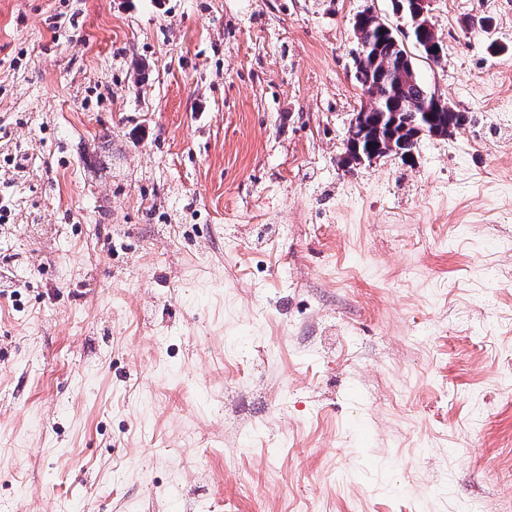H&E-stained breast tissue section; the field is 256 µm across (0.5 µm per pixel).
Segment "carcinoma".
<instances>
[{
    "label": "carcinoma",
    "mask_w": 512,
    "mask_h": 512,
    "mask_svg": "<svg viewBox=\"0 0 512 512\" xmlns=\"http://www.w3.org/2000/svg\"><path fill=\"white\" fill-rule=\"evenodd\" d=\"M401 30L385 22L371 25L365 36L377 53L368 50L362 58L363 67L371 72L372 107L363 113L357 125L348 127L346 148L357 147L364 151L389 143L404 153H413L420 138L418 129L428 132L438 128L443 132L457 131L471 122L469 113L454 109L436 110L435 94L428 90L420 77L408 79L397 86L391 74L404 68L413 57L406 50L400 37Z\"/></svg>",
    "instance_id": "1"
}]
</instances>
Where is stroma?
Returning a JSON list of instances; mask_svg holds the SVG:
<instances>
[{
	"label": "stroma",
	"mask_w": 512,
	"mask_h": 512,
	"mask_svg": "<svg viewBox=\"0 0 512 512\" xmlns=\"http://www.w3.org/2000/svg\"><path fill=\"white\" fill-rule=\"evenodd\" d=\"M368 10L0 0V512H512V0L356 166Z\"/></svg>",
	"instance_id": "stroma-1"
}]
</instances>
